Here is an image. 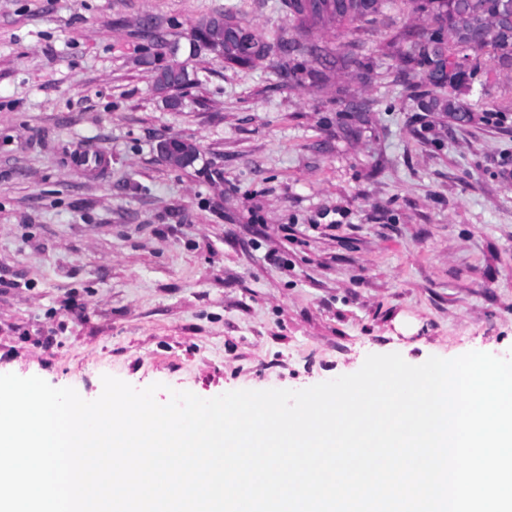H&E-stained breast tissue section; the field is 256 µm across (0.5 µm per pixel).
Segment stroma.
I'll list each match as a JSON object with an SVG mask.
<instances>
[{
    "instance_id": "obj_1",
    "label": "stroma",
    "mask_w": 512,
    "mask_h": 512,
    "mask_svg": "<svg viewBox=\"0 0 512 512\" xmlns=\"http://www.w3.org/2000/svg\"><path fill=\"white\" fill-rule=\"evenodd\" d=\"M216 13L297 36L286 0H0V374L165 403L301 390L371 354L512 357V69L480 56L460 122L394 42L437 34L429 15L321 29L319 67L189 56ZM154 55L187 65L179 109ZM169 137L196 161L165 163ZM158 149L161 158L175 167H182L197 156V148L193 143L177 138L161 140Z\"/></svg>"
}]
</instances>
